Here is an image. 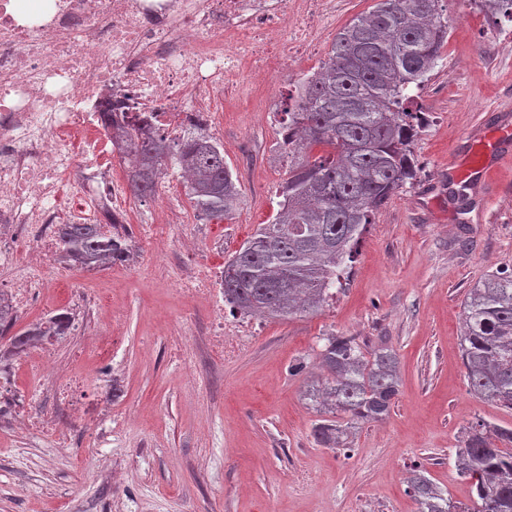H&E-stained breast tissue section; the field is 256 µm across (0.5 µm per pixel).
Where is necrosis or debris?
Segmentation results:
<instances>
[{"label":"necrosis or debris","instance_id":"4bbe7bcc","mask_svg":"<svg viewBox=\"0 0 512 512\" xmlns=\"http://www.w3.org/2000/svg\"><path fill=\"white\" fill-rule=\"evenodd\" d=\"M0 0V296L29 310L56 285L61 224H97L140 254L165 251L172 227L125 219L131 198L117 175V145L100 119L150 115L156 134L178 137L195 113L246 92L245 74L279 70L283 47L316 52L335 19L334 0ZM222 268L202 264L180 289L209 307V350L223 356Z\"/></svg>","mask_w":512,"mask_h":512}]
</instances>
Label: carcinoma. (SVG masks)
I'll use <instances>...</instances> for the list:
<instances>
[{
    "mask_svg": "<svg viewBox=\"0 0 512 512\" xmlns=\"http://www.w3.org/2000/svg\"><path fill=\"white\" fill-rule=\"evenodd\" d=\"M442 0H377L337 35L328 59L297 82L279 112L280 147L288 155L280 211L224 264V301L240 313L290 320L315 313L332 296L375 214L416 177L411 144L418 134L419 91L448 41ZM104 125L135 159L130 196L156 192L163 170L191 174L188 196L205 216L229 217L242 195L224 161V145L199 131L168 141L148 118L102 109ZM323 146L319 155L313 148ZM60 248L73 266L96 270L124 260L130 248L97 224H60ZM461 359L470 393L512 409V275L495 272L468 289ZM69 313L11 337L21 353L44 336H63ZM322 383L304 396L320 413L319 443L347 449L359 425L387 416L398 393L396 354L364 350L350 336H328L320 350ZM472 505L453 503L416 468L408 488L417 512H512V428L478 424L457 450Z\"/></svg>",
    "mask_w": 512,
    "mask_h": 512,
    "instance_id": "cac0c4a2",
    "label": "carcinoma"
}]
</instances>
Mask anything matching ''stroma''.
Listing matches in <instances>:
<instances>
[{
  "label": "stroma",
  "instance_id": "obj_1",
  "mask_svg": "<svg viewBox=\"0 0 512 512\" xmlns=\"http://www.w3.org/2000/svg\"><path fill=\"white\" fill-rule=\"evenodd\" d=\"M376 0H336V18L299 72L316 69L337 33ZM448 41L425 83V123L412 145L417 174L376 215L332 300L291 320L225 313L239 345L209 356L207 312L175 286L167 255L141 268H68L80 288L112 296L121 312L115 369L101 381L83 331L59 345L55 377L1 363L15 375L0 404V512H416L408 489L421 466L453 502L470 504L456 467L465 430L512 428V410L472 396L460 352L462 301L487 274L512 273V158L486 152L489 190L453 169L476 150L470 133L512 121V20L447 0ZM296 91L295 77L258 84L225 101L214 119L242 200L224 220L203 221L190 203L175 233L200 236L195 263L223 264L258 225L271 223L288 159L266 112ZM350 336L394 350L400 386L390 413L359 426L350 451L317 444L304 400L323 337ZM305 374H293L295 365ZM85 381L84 403L108 407L84 422L57 412L53 383ZM56 414L68 435L16 432L19 412Z\"/></svg>",
  "mask_w": 512,
  "mask_h": 512
}]
</instances>
